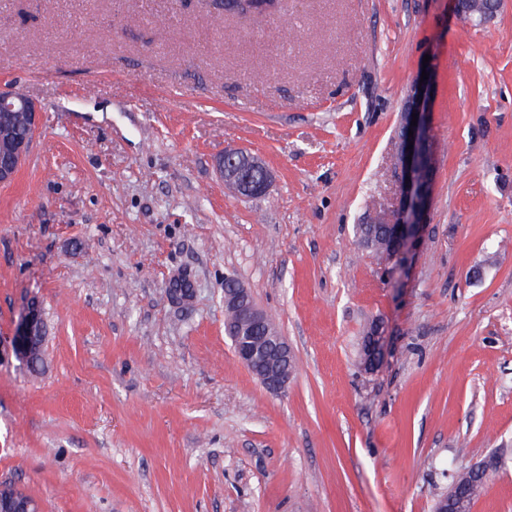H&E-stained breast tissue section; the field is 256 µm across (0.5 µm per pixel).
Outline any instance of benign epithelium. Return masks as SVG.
Here are the masks:
<instances>
[{
    "mask_svg": "<svg viewBox=\"0 0 512 512\" xmlns=\"http://www.w3.org/2000/svg\"><path fill=\"white\" fill-rule=\"evenodd\" d=\"M11 112L28 115V132L11 140L6 151H0V184L12 182L29 153L34 134L40 124V112L24 94L0 90V117L7 120ZM417 114V125L411 126L412 114ZM428 91L426 87L413 90L401 112L399 139L403 147L398 161L401 170V198L396 211L378 215L374 223L391 233L397 244L399 257L413 249L430 198L433 156L427 126ZM413 137H408V133ZM263 166L257 156L240 148L226 150L215 159V167L226 182L235 183L240 196L253 198L266 194L271 175L265 173L257 182L253 171ZM192 283L188 276L178 275L168 281L167 295L174 304L191 300ZM224 331L232 342L237 358L251 371L262 385L273 394L286 392L294 374V353L285 337L272 325L267 314L260 309L250 291L236 281L224 286ZM45 341L44 319L40 306L32 302L24 309L8 338L0 339V359L13 356L29 367ZM363 366L373 370L379 366L384 354L382 327L364 336L361 345ZM499 462L489 457L471 467L476 482L486 486L495 474ZM471 496L454 483L437 501L435 512H470Z\"/></svg>",
    "mask_w": 512,
    "mask_h": 512,
    "instance_id": "1",
    "label": "benign epithelium"
}]
</instances>
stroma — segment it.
I'll return each instance as SVG.
<instances>
[{"instance_id":"obj_1","label":"stroma","mask_w":512,"mask_h":512,"mask_svg":"<svg viewBox=\"0 0 512 512\" xmlns=\"http://www.w3.org/2000/svg\"><path fill=\"white\" fill-rule=\"evenodd\" d=\"M423 78L431 198L401 268L356 227L398 206ZM0 88L42 112L0 184V336L32 301L47 322L40 372L0 363V481L40 512H433L497 453L471 512H512V0L481 23L452 0H0ZM231 147L265 195L225 189ZM228 277L294 352L285 393L224 333ZM215 167L224 182H234L241 197L253 198L266 194L270 187L271 175L257 156L240 148L228 149L215 159ZM258 167L265 169V177ZM254 171V173H253ZM254 177V178H253ZM167 287V295L173 304H185L192 298V283L186 275L171 278ZM384 336H382V327L376 324L372 331L364 336L361 351L363 356V366L369 370H374L379 366L381 355H384Z\"/></svg>"}]
</instances>
